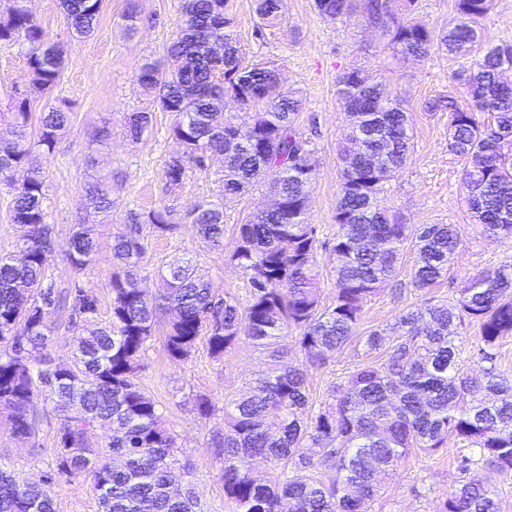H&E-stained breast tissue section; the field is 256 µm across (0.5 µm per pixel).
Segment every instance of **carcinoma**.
Instances as JSON below:
<instances>
[{
	"label": "carcinoma",
	"instance_id": "cac0c4a2",
	"mask_svg": "<svg viewBox=\"0 0 512 512\" xmlns=\"http://www.w3.org/2000/svg\"><path fill=\"white\" fill-rule=\"evenodd\" d=\"M0 16V44L29 45L30 91L46 95L59 83L63 45L46 37L21 0H8ZM367 0V26L396 53L420 60L432 49L466 55L479 48L463 71L453 73L465 109L451 97L428 102L430 111L449 116V151L464 161L469 218L477 234L512 238V84L501 73L512 69V44L478 46L476 28L492 0H456L457 20L436 31L412 18L416 0ZM103 0H59L70 28L86 37ZM325 18L349 15L352 0H315ZM260 20H280V0H254ZM182 20L166 46V63H144L137 78L153 91L163 112L174 116L172 146L162 177L182 183L187 165L211 156L224 160L215 195L189 214L205 247L224 248V200L262 186L283 202L279 209L253 214L239 225L240 244L230 262L249 277L242 304L222 296L189 261L174 260L158 271L161 293L147 294L139 271L146 254L139 217L113 235L112 299L108 318L100 303L75 286L55 291L48 282L53 226L46 221L44 181L35 153L48 150L70 121L56 107L41 113L37 139L28 132V97H15L11 139L0 143V188L11 196L10 220L18 227L17 251L0 254V414L12 436L30 443L38 420L34 402L49 403L44 416L57 420L55 467L45 480L29 482L0 470V512H56L54 476L92 478L100 512H194L188 494H175L171 473L178 462L175 439L158 405L134 382L154 337L159 314L177 312L164 346L175 361L188 359L201 333L210 355L224 357L245 338L274 359L284 357L280 339L300 330L308 363L324 364L329 353L363 348L375 354L336 384V403L313 411L305 370L273 368L229 402L224 433L214 447L224 453V495L235 512H362L411 450L433 451L453 435L467 443L458 471L491 464L512 472V375L497 365L503 338L512 335V266L483 269L453 302L400 312L392 322L358 332L363 304L397 278L406 252L414 254L410 285L429 288L443 280L461 242L454 224L416 228L391 212L380 198L385 184L407 164L412 149L409 113L400 95L359 67L337 78L336 96L350 117L344 140L360 141L354 155L341 153L336 203V300L318 309L315 274L320 247L317 229L305 223L316 169L310 141L295 128L300 101L283 90L273 65L246 66L224 16V0H181ZM221 93L242 108L259 105L253 124L243 127L231 112H219L211 97ZM491 115L488 123L477 113ZM152 113L126 116L130 137L140 138ZM27 169L20 184L13 173ZM82 204L98 212L110 208L106 176L90 184ZM145 223L164 236L176 229L161 206ZM99 243L83 224L68 239V261L81 274L96 261ZM69 311V324L82 331L66 361L47 354L52 329L40 322L43 306ZM479 334H468L471 323ZM112 435L103 450L91 448L95 425ZM335 460L336 474L318 471L321 457ZM283 466L280 479L265 484L253 464ZM498 493L475 481H460L442 512H499Z\"/></svg>",
	"mask_w": 512,
	"mask_h": 512
}]
</instances>
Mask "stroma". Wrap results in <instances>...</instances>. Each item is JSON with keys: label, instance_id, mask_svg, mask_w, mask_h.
Instances as JSON below:
<instances>
[{"label": "stroma", "instance_id": "1", "mask_svg": "<svg viewBox=\"0 0 512 512\" xmlns=\"http://www.w3.org/2000/svg\"><path fill=\"white\" fill-rule=\"evenodd\" d=\"M128 0H103L98 24L91 36L74 38L58 0H28L27 7L49 38L67 47L65 66L53 92L54 105L70 112L68 128L52 150L37 153V165L45 184V208L54 227V250L49 276L56 287L80 286L96 296L102 306L111 301L112 235L131 214L146 215L159 204L173 212L177 230L167 236H149L143 262V288L156 293L159 267L177 258L197 263L220 291L245 299L248 282L229 258L239 245L238 224L264 207L265 192L256 190L226 201L224 247L207 249L186 224L195 204L217 189L218 158L204 166L191 167L182 184L166 188L162 179L164 161L171 148L173 117L161 111L152 95L138 82L139 66L162 58L180 24V0H139V18L126 17ZM225 12L233 22L245 64L276 65L289 90L296 92L300 110L297 126L311 141L316 179L309 197L306 220L317 228L321 247L316 256L320 304H332L336 291V260L330 245L336 235V202L340 185L338 153L348 118L336 98L338 75L351 67L365 69L402 95L413 120L414 148L410 161L388 181L385 206L399 212L408 224H454L463 244L453 259L447 278L430 288L409 286L413 264L405 256L400 273L406 283L401 297L384 287L363 308L360 331L383 327L402 310L427 302L459 297L471 276L479 270L512 265V239L477 237L468 223L462 161L448 149V115L428 112L426 100L458 96L460 88L450 79L462 60L434 50L425 59L398 61L391 49L380 44L364 25L362 14L330 20L314 7V0H283L279 25L261 26L254 0H226ZM27 46L0 45V113L9 112L16 92L29 91V110L40 117L48 100L31 93ZM148 111L152 123L139 142H131L124 127L130 112ZM105 137L112 156V209L107 213L81 210L79 203L95 172L87 164L90 146ZM92 225L100 243L96 264L75 273L66 257L68 236L75 224ZM170 321L162 316L150 343L137 381L156 401L166 427L175 439L178 457L186 463L188 483L202 512H233L224 495V459L210 446L212 435L224 429V406L228 397L247 388L267 368L266 355L247 340H240L223 359L209 355L205 341H198L192 356L170 361L163 346L162 330ZM363 352L351 349L331 355L326 364L307 370L309 397L315 405L331 403L332 387L347 372L364 363ZM210 399L211 416H198L197 397ZM57 422L40 419L38 445L30 447L13 439L0 417V462L20 477L40 479L54 462ZM462 451L456 438L443 448L424 454H409L386 482L382 497L367 504V512H441L459 477L457 458ZM57 512H99L89 476L58 479L52 486Z\"/></svg>", "mask_w": 512, "mask_h": 512}]
</instances>
